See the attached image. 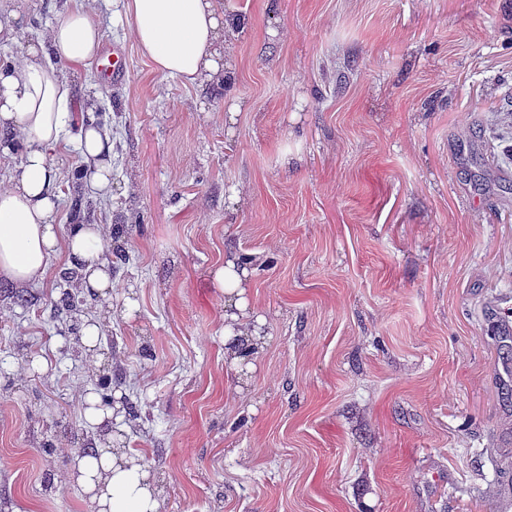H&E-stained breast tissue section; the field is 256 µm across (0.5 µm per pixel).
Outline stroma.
Instances as JSON below:
<instances>
[{"label":"stroma","instance_id":"stroma-1","mask_svg":"<svg viewBox=\"0 0 512 512\" xmlns=\"http://www.w3.org/2000/svg\"><path fill=\"white\" fill-rule=\"evenodd\" d=\"M96 0L129 80L70 69L110 129L112 184L52 154L74 204L129 228L94 353L54 317L70 289L0 280V512H94L70 476L106 396L160 512H512V0H224L222 83L154 72ZM68 0H30L22 55ZM246 268L263 337L224 353L211 273ZM107 387H99L100 378ZM149 417L131 430L122 404Z\"/></svg>","mask_w":512,"mask_h":512}]
</instances>
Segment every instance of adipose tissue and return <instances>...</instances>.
<instances>
[{
	"mask_svg": "<svg viewBox=\"0 0 512 512\" xmlns=\"http://www.w3.org/2000/svg\"><path fill=\"white\" fill-rule=\"evenodd\" d=\"M124 16L140 53L156 72L191 84L221 77L224 0H124ZM103 41L89 0H80L78 6L58 11L17 63L0 68V152L9 153V141L17 135L29 143L18 181L0 187V278L13 284L41 283L63 252L81 266L82 287L103 290L112 285L103 257L105 227L82 224L65 237L59 232L58 171L50 160L51 151L74 137L83 158L77 181L95 194L108 192L112 139L99 126L73 119L70 84L56 67L60 61L91 62ZM213 279L235 299L225 341L256 335L244 316L243 274L236 263L225 261ZM74 469L97 512H159L157 487L136 457L100 445L95 454L77 457Z\"/></svg>",
	"mask_w": 512,
	"mask_h": 512,
	"instance_id": "ef3b65f1",
	"label": "adipose tissue"
}]
</instances>
